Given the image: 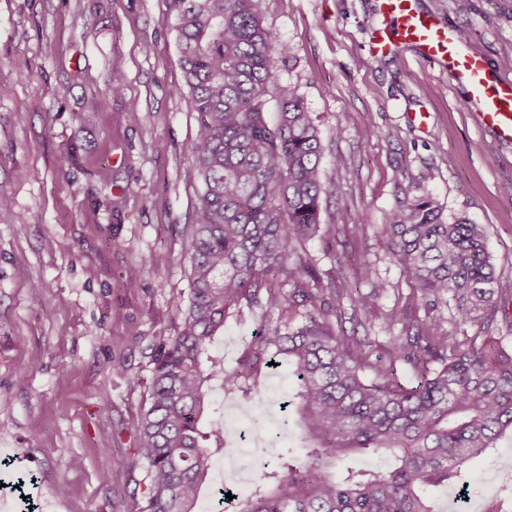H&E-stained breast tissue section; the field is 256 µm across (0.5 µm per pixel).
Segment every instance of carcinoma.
Listing matches in <instances>:
<instances>
[{
	"mask_svg": "<svg viewBox=\"0 0 512 512\" xmlns=\"http://www.w3.org/2000/svg\"><path fill=\"white\" fill-rule=\"evenodd\" d=\"M257 2L169 0L199 125L185 148L201 184L190 295L177 305L175 334L154 351L137 445L119 465L145 472L139 512H198L209 460L225 443L223 428L200 429L212 382L228 397L261 402L270 362L286 361L300 447L263 462L250 493L226 500L231 512H433L429 489L453 482L512 427V354L490 336L512 293L495 292L483 225L447 223L420 197L385 215L382 246L424 295H450L454 330L393 310L386 323L401 325L403 335L375 348L332 323L344 304L364 305L354 283L368 279L370 267L363 259L352 278L325 285L297 251L311 237H336V225L320 221L321 136L302 98L277 83L275 56L288 46L263 25ZM244 303L278 317L227 366L210 347ZM400 365L410 366L413 381L399 377ZM365 453L385 454L392 465L343 467Z\"/></svg>",
	"mask_w": 512,
	"mask_h": 512,
	"instance_id": "cac0c4a2",
	"label": "carcinoma"
}]
</instances>
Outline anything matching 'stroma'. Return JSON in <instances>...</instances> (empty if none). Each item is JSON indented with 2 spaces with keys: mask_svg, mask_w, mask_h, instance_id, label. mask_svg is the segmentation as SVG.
<instances>
[{
  "mask_svg": "<svg viewBox=\"0 0 512 512\" xmlns=\"http://www.w3.org/2000/svg\"><path fill=\"white\" fill-rule=\"evenodd\" d=\"M512 78V0H418ZM289 47L279 84L312 112L325 152L321 221L335 245L306 252L323 282L361 258L386 289L346 330L387 342L398 307L450 321L453 303L412 286L378 228L430 195L450 219L486 225L498 287L512 289V148L478 124L467 92L406 49L370 57L373 0H259ZM167 0H0V512H138L143 473L117 464L136 446L156 346L189 297L196 185L185 146L193 111ZM125 89L110 94L113 73ZM424 113L416 122L414 113ZM140 271L128 284L130 271ZM261 308L230 316L212 346L235 364ZM122 362L123 374L112 371ZM434 512H512V429L432 490Z\"/></svg>",
  "mask_w": 512,
  "mask_h": 512,
  "instance_id": "35a3bbf8",
  "label": "stroma"
}]
</instances>
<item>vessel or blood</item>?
Masks as SVG:
<instances>
[{
	"mask_svg": "<svg viewBox=\"0 0 512 512\" xmlns=\"http://www.w3.org/2000/svg\"><path fill=\"white\" fill-rule=\"evenodd\" d=\"M379 23L368 34L370 55L387 56L413 49L464 87L480 125L502 146L512 147V80L492 73L487 59L416 0H376Z\"/></svg>",
	"mask_w": 512,
	"mask_h": 512,
	"instance_id": "1",
	"label": "vessel or blood"
}]
</instances>
